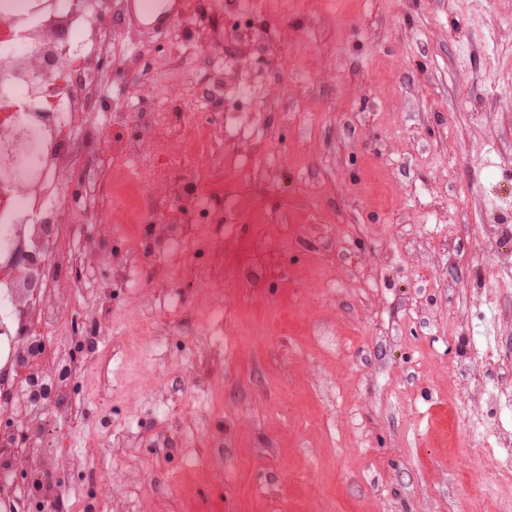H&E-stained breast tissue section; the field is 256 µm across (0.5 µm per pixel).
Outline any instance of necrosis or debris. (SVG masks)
I'll return each instance as SVG.
<instances>
[{"label": "necrosis or debris", "mask_w": 512, "mask_h": 512, "mask_svg": "<svg viewBox=\"0 0 512 512\" xmlns=\"http://www.w3.org/2000/svg\"><path fill=\"white\" fill-rule=\"evenodd\" d=\"M123 11L124 0H0V415L38 439L49 422L78 419L56 401L88 371L77 346L103 330L105 293L79 296L103 260L99 225L138 208L146 183L167 184L168 194L152 201L147 245L127 244L128 263L113 272L133 288L132 267L185 250L186 217L210 208L205 170L167 158L165 133L196 153L242 145L243 162L264 151L263 143L243 139L241 116L224 109L225 91L242 85L225 71L214 35L197 39L195 66L207 79L194 84L191 99L142 92V78L133 74L127 106L108 110L112 27ZM20 250L36 254L37 265L17 264ZM31 277L39 292L21 295ZM26 322L41 348L17 339ZM19 469L35 484L17 483ZM55 470L42 449L16 451L12 466L0 469V486L8 488L0 512H46L38 483Z\"/></svg>", "instance_id": "1"}]
</instances>
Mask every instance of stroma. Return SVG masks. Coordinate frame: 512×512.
Masks as SVG:
<instances>
[{
    "instance_id": "1",
    "label": "stroma",
    "mask_w": 512,
    "mask_h": 512,
    "mask_svg": "<svg viewBox=\"0 0 512 512\" xmlns=\"http://www.w3.org/2000/svg\"><path fill=\"white\" fill-rule=\"evenodd\" d=\"M185 35H223L252 94L226 104L265 134L230 178L238 206L205 236L112 279L138 224H116L92 285L114 319L166 330L93 339L61 471L93 512H500L512 434V0H259L243 58L239 0H186ZM150 90L180 95L132 55ZM224 242L215 262L213 244ZM181 290L185 309L168 298ZM223 312L220 322L211 309ZM483 383L486 396L476 395ZM133 436L115 471L97 440ZM111 470L110 494L98 473Z\"/></svg>"
}]
</instances>
